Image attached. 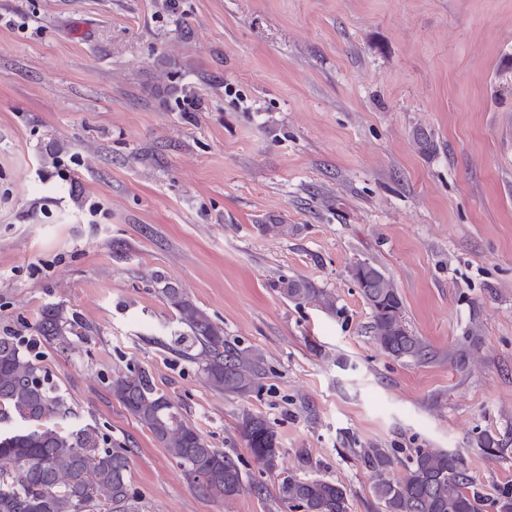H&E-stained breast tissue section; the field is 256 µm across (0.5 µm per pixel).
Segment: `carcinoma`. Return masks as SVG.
I'll return each mask as SVG.
<instances>
[{"label":"carcinoma","mask_w":512,"mask_h":512,"mask_svg":"<svg viewBox=\"0 0 512 512\" xmlns=\"http://www.w3.org/2000/svg\"><path fill=\"white\" fill-rule=\"evenodd\" d=\"M350 274L372 311L370 329L379 347L396 360L428 359V345L407 326L394 281L365 262L355 265ZM279 292L297 303L316 301L334 307L322 289L299 277L281 279ZM160 293L187 328L179 337L180 352L198 364L209 389L229 396L260 389L261 354L224 338V327L182 289L168 283ZM38 332L46 340L77 335L75 325L52 306L42 310ZM36 346L35 341L0 337V420L15 417L26 423L0 430V512H85L95 505L129 504L133 495L126 448L110 444L92 427L59 426L72 408L32 357ZM109 388L179 463L198 491L227 500L244 490L240 458L212 447L184 422L178 406L145 371H118ZM240 432L254 460L269 472L276 470L275 433L267 419L245 411ZM356 454L375 473L372 495L379 512H512V492L486 497L457 455L419 448L405 474L393 478L394 455L382 448H361ZM277 499L301 512H350L346 488L318 476L282 478Z\"/></svg>","instance_id":"1"}]
</instances>
